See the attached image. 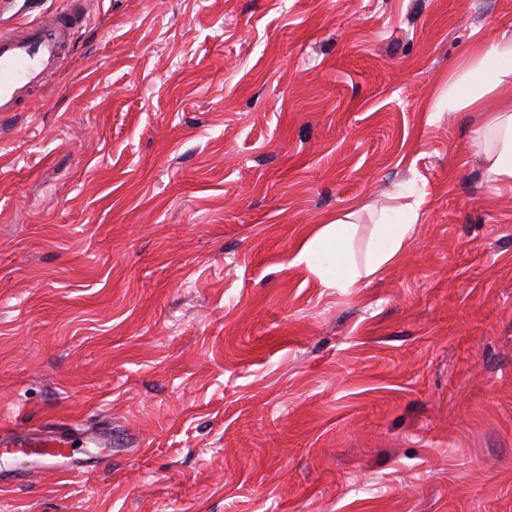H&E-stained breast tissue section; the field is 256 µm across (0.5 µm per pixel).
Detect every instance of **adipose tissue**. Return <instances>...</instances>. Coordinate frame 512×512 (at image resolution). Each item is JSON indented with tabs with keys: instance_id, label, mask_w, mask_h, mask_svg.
<instances>
[{
	"instance_id": "1",
	"label": "adipose tissue",
	"mask_w": 512,
	"mask_h": 512,
	"mask_svg": "<svg viewBox=\"0 0 512 512\" xmlns=\"http://www.w3.org/2000/svg\"><path fill=\"white\" fill-rule=\"evenodd\" d=\"M512 36L470 50L448 84V108L470 107L484 113L473 146L489 180L512 185ZM417 206L383 207L375 221L376 241L364 261H357L352 214H339L318 224L297 256L329 288L347 289L398 262L415 224Z\"/></svg>"
}]
</instances>
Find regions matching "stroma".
<instances>
[{
    "label": "stroma",
    "instance_id": "stroma-1",
    "mask_svg": "<svg viewBox=\"0 0 512 512\" xmlns=\"http://www.w3.org/2000/svg\"><path fill=\"white\" fill-rule=\"evenodd\" d=\"M64 62L0 117V512H512V187L448 109L512 0H41ZM403 192L399 262L295 257ZM365 210L377 215L376 241L362 264L356 260L353 249L355 224L352 219L357 211L336 214L318 224L298 253V263L317 275L327 288H353L403 256L418 221L417 206L382 207L377 212L374 206L366 205ZM1 454L13 456H38L46 460L55 461L58 459H70L71 462L79 463L80 459L75 458L76 450L72 448L66 437H52L44 440L13 439L4 440L0 438Z\"/></svg>",
    "mask_w": 512,
    "mask_h": 512
}]
</instances>
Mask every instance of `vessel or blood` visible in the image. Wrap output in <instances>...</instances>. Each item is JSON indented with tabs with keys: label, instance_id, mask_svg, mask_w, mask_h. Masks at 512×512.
<instances>
[{
	"label": "vessel or blood",
	"instance_id": "1",
	"mask_svg": "<svg viewBox=\"0 0 512 512\" xmlns=\"http://www.w3.org/2000/svg\"><path fill=\"white\" fill-rule=\"evenodd\" d=\"M74 35L69 16L0 31V113L16 111L20 99L30 95L69 54ZM0 451L13 456L46 460L74 459L76 451L64 437L44 440L0 438Z\"/></svg>",
	"mask_w": 512,
	"mask_h": 512
}]
</instances>
